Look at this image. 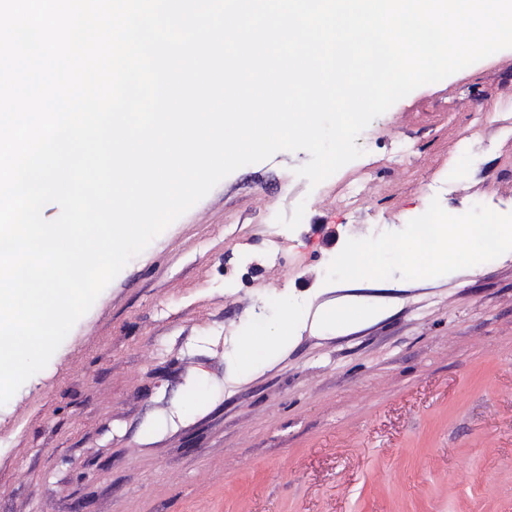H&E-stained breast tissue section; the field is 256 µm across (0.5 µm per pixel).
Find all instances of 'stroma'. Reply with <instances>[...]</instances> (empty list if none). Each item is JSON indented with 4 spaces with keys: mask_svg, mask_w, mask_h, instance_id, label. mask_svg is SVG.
Wrapping results in <instances>:
<instances>
[{
    "mask_svg": "<svg viewBox=\"0 0 512 512\" xmlns=\"http://www.w3.org/2000/svg\"><path fill=\"white\" fill-rule=\"evenodd\" d=\"M512 117V49L423 85L360 134L361 157L310 186L304 151L222 179L134 257L47 366L0 405V512H512V247L480 268L423 278L325 268L373 234L334 187L382 166L368 202L389 238L436 211L512 223L459 149L477 105ZM410 145L413 163L396 162ZM447 182V197L407 191ZM295 193L280 267L231 270L265 227L232 235ZM335 230L327 244L315 226ZM377 317L324 328V309ZM299 310L287 344L241 371L243 333Z\"/></svg>",
    "mask_w": 512,
    "mask_h": 512,
    "instance_id": "obj_1",
    "label": "stroma"
}]
</instances>
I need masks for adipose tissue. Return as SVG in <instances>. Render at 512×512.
I'll return each instance as SVG.
<instances>
[{
    "label": "adipose tissue",
    "instance_id": "1",
    "mask_svg": "<svg viewBox=\"0 0 512 512\" xmlns=\"http://www.w3.org/2000/svg\"><path fill=\"white\" fill-rule=\"evenodd\" d=\"M433 232L428 239L413 237L407 241H377L353 247L341 256L344 270L366 273L378 278L384 274V261L393 258L409 272L432 278L467 266L478 268L487 256L483 227L458 222L453 215H432ZM294 330V316L283 309L273 332H257L244 336L238 363L247 370L259 360L268 358L285 344Z\"/></svg>",
    "mask_w": 512,
    "mask_h": 512
}]
</instances>
